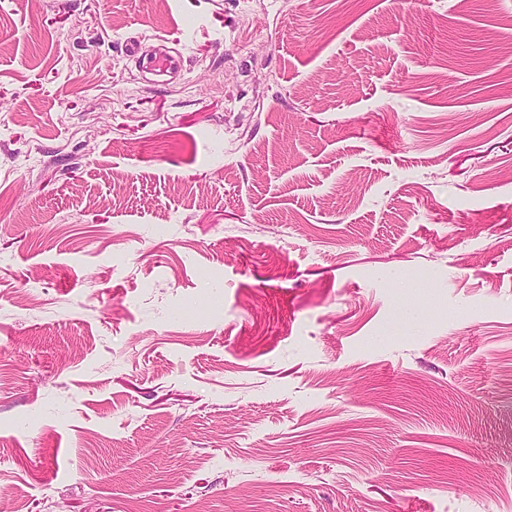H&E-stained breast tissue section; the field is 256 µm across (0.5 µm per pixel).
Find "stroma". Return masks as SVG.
Wrapping results in <instances>:
<instances>
[{"label": "stroma", "instance_id": "35a3bbf8", "mask_svg": "<svg viewBox=\"0 0 512 512\" xmlns=\"http://www.w3.org/2000/svg\"><path fill=\"white\" fill-rule=\"evenodd\" d=\"M0 512H512V0H0Z\"/></svg>", "mask_w": 512, "mask_h": 512}]
</instances>
